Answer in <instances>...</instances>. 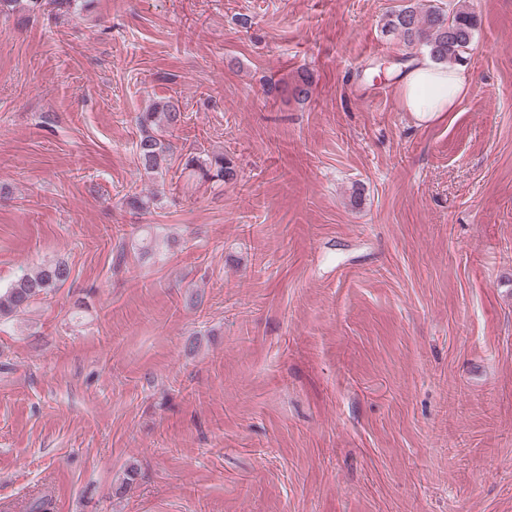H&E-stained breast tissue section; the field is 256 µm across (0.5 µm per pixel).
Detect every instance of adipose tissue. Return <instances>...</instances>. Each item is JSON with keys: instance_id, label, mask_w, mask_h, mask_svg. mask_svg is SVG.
<instances>
[{"instance_id": "adipose-tissue-1", "label": "adipose tissue", "mask_w": 512, "mask_h": 512, "mask_svg": "<svg viewBox=\"0 0 512 512\" xmlns=\"http://www.w3.org/2000/svg\"><path fill=\"white\" fill-rule=\"evenodd\" d=\"M472 76L466 66L444 67L421 56L401 72L397 94L402 109L421 124L453 111L469 92Z\"/></svg>"}]
</instances>
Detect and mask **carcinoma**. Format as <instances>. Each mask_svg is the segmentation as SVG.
Instances as JSON below:
<instances>
[{"instance_id":"obj_1","label":"carcinoma","mask_w":512,"mask_h":512,"mask_svg":"<svg viewBox=\"0 0 512 512\" xmlns=\"http://www.w3.org/2000/svg\"><path fill=\"white\" fill-rule=\"evenodd\" d=\"M38 12L49 4L59 12L70 13L80 7L79 0H0V13L15 10L20 5ZM476 18L467 6L457 5L446 12L438 6L424 7L409 3L386 15L383 29L396 34L404 46L426 53L437 64L461 62L474 35ZM183 114L170 99H160L136 116L140 135L136 154L140 166L148 174L159 172L171 156L172 145L164 133L176 129ZM182 172L200 180L230 182L237 178L233 160L224 155L202 158L188 154ZM71 270L63 261L48 262L0 292V316L26 309L39 296L62 286Z\"/></svg>"}]
</instances>
